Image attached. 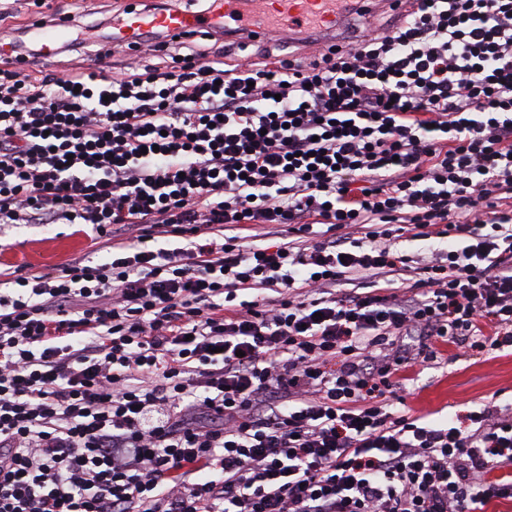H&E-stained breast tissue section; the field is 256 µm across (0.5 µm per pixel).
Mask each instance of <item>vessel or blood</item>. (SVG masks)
Here are the masks:
<instances>
[{"label":"vessel or blood","instance_id":"b4317fda","mask_svg":"<svg viewBox=\"0 0 512 512\" xmlns=\"http://www.w3.org/2000/svg\"><path fill=\"white\" fill-rule=\"evenodd\" d=\"M342 24L336 12V0H211L205 12L175 11L159 13L132 11L117 20V37L127 43L141 42L156 32L184 36L205 29H239L245 38L273 34L291 36L293 32L316 29L318 34L335 33ZM30 30L37 46V63L50 62L74 32L67 19L50 25L32 23Z\"/></svg>","mask_w":512,"mask_h":512}]
</instances>
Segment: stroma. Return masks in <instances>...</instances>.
Listing matches in <instances>:
<instances>
[{"instance_id":"stroma-1","label":"stroma","mask_w":512,"mask_h":512,"mask_svg":"<svg viewBox=\"0 0 512 512\" xmlns=\"http://www.w3.org/2000/svg\"><path fill=\"white\" fill-rule=\"evenodd\" d=\"M73 0H0V14L9 15L14 35L22 45L32 46L30 22L54 13L74 15L84 26L97 30L101 39H109L115 19L132 8L150 10L167 4L174 10H203V0H84L82 11H75ZM219 42L231 58L239 55L262 60L265 54L294 53L310 56L314 43L297 37L292 40L263 39L239 50L235 38L220 35ZM96 233L89 224H0V274L23 273L47 266L60 267L76 255L95 252L105 260V251L95 248ZM417 380L407 382L409 407L430 414L432 423H447L455 415L479 409L483 404L512 402V352L475 355L452 346L438 362L419 366Z\"/></svg>"}]
</instances>
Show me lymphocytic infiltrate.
<instances>
[{"mask_svg":"<svg viewBox=\"0 0 512 512\" xmlns=\"http://www.w3.org/2000/svg\"><path fill=\"white\" fill-rule=\"evenodd\" d=\"M106 55L0 58V224L108 254L0 278V512L511 499L512 403L437 426L402 390L445 347L512 349V0H405L303 60ZM271 224L300 237L249 242Z\"/></svg>","mask_w":512,"mask_h":512,"instance_id":"lymphocytic-infiltrate-1","label":"lymphocytic infiltrate"}]
</instances>
